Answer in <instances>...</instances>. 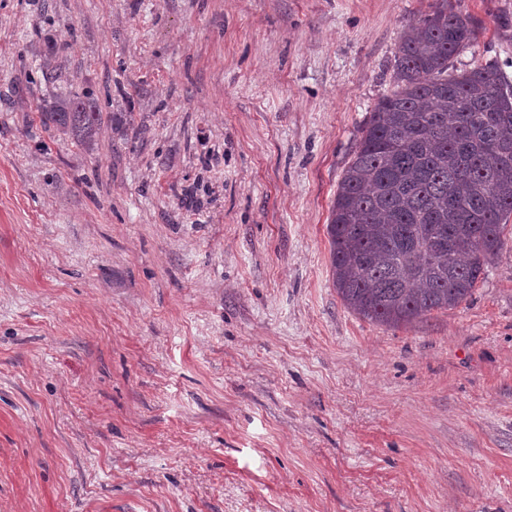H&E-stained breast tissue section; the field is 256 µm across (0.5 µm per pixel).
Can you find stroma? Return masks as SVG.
Instances as JSON below:
<instances>
[{
  "label": "stroma",
  "instance_id": "35a3bbf8",
  "mask_svg": "<svg viewBox=\"0 0 512 512\" xmlns=\"http://www.w3.org/2000/svg\"><path fill=\"white\" fill-rule=\"evenodd\" d=\"M431 2L0 0V512H512V218L413 325L333 286ZM449 2L483 24L450 71L512 81V0ZM74 91L90 153L39 118Z\"/></svg>",
  "mask_w": 512,
  "mask_h": 512
}]
</instances>
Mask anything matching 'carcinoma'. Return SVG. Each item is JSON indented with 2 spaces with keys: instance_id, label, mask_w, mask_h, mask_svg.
I'll return each instance as SVG.
<instances>
[{
  "instance_id": "obj_1",
  "label": "carcinoma",
  "mask_w": 512,
  "mask_h": 512,
  "mask_svg": "<svg viewBox=\"0 0 512 512\" xmlns=\"http://www.w3.org/2000/svg\"><path fill=\"white\" fill-rule=\"evenodd\" d=\"M482 22L435 0L410 24L396 89L369 113L327 225L344 306L392 328L470 298L512 216V84L489 60L457 74L451 59ZM40 120L90 152L102 112L75 93Z\"/></svg>"
}]
</instances>
